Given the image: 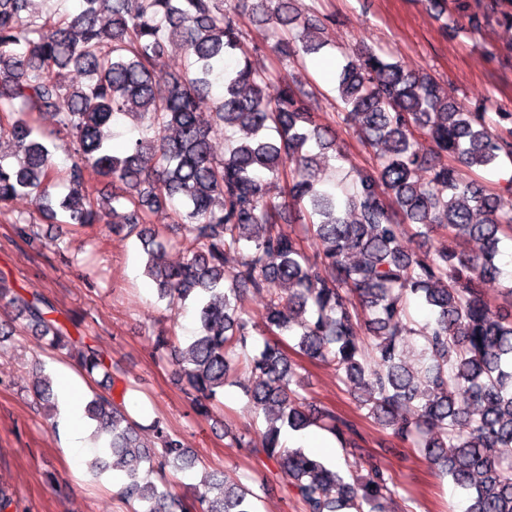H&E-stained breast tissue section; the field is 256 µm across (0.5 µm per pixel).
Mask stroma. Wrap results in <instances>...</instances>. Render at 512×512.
<instances>
[{"mask_svg": "<svg viewBox=\"0 0 512 512\" xmlns=\"http://www.w3.org/2000/svg\"><path fill=\"white\" fill-rule=\"evenodd\" d=\"M304 16L324 19L328 45L320 58L307 61L317 89L309 109L333 124L344 160L330 161L322 172L325 187L351 180L356 169L372 159L357 138L354 122L342 121L336 73L346 53L367 46L406 70L426 73L463 112L486 106L489 112L512 111V30L496 20L473 30L458 23L447 32L443 22L420 0H296ZM34 219L41 245L28 246L17 233L19 219ZM66 250L58 256L52 240ZM0 277L23 295L51 296L62 314L81 320L97 343L121 369L129 388L125 403L138 414L144 443L154 441L150 428L161 419L199 457L195 468L173 472L171 489L183 494L200 485L207 473L230 469L258 494V512H301L290 484L272 463L231 447L230 434L245 436L260 447L267 428L263 414L247 404L249 375L238 371L224 388V406L210 418H195L175 377L170 355H159L152 332L169 331L179 345L196 328L192 307L168 308L143 274V249L128 236L123 214L113 224L80 228L36 213L27 196L0 210ZM72 358L47 349L32 335L0 343V489L13 499V512H130L120 497L121 475L93 479L88 460L65 450L68 431H57L53 420L33 396L36 374L62 380L75 369ZM307 396L354 422L356 448L336 447L322 460L346 476L365 475L378 464L392 477L390 512H463L465 503L454 485L439 477L412 447L393 451L389 429L362 418L358 401L340 383L336 368L305 362Z\"/></svg>", "mask_w": 512, "mask_h": 512, "instance_id": "1", "label": "stroma"}]
</instances>
